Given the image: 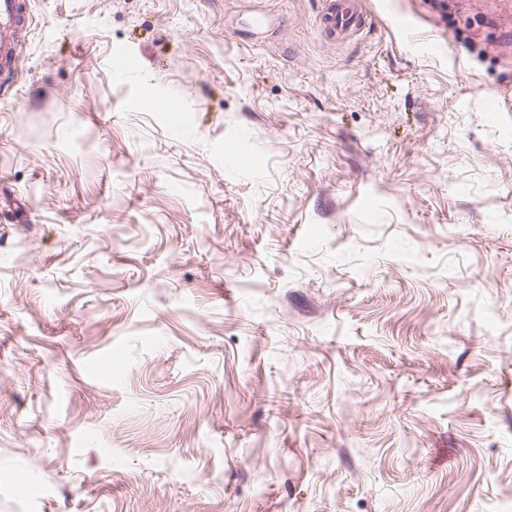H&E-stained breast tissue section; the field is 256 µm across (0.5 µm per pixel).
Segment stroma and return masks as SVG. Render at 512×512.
<instances>
[{"label": "stroma", "mask_w": 512, "mask_h": 512, "mask_svg": "<svg viewBox=\"0 0 512 512\" xmlns=\"http://www.w3.org/2000/svg\"><path fill=\"white\" fill-rule=\"evenodd\" d=\"M359 2L29 0L0 512H512V10ZM325 8L321 15V29L331 33L338 28L357 26L361 18L353 3L342 0H325Z\"/></svg>", "instance_id": "35a3bbf8"}]
</instances>
